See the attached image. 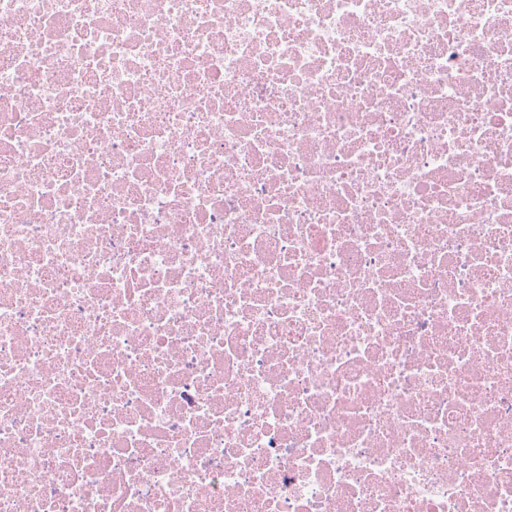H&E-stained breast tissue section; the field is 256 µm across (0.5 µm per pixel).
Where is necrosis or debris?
Returning a JSON list of instances; mask_svg holds the SVG:
<instances>
[{"instance_id": "necrosis-or-debris-1", "label": "necrosis or debris", "mask_w": 512, "mask_h": 512, "mask_svg": "<svg viewBox=\"0 0 512 512\" xmlns=\"http://www.w3.org/2000/svg\"><path fill=\"white\" fill-rule=\"evenodd\" d=\"M0 512H512V0H0Z\"/></svg>"}]
</instances>
